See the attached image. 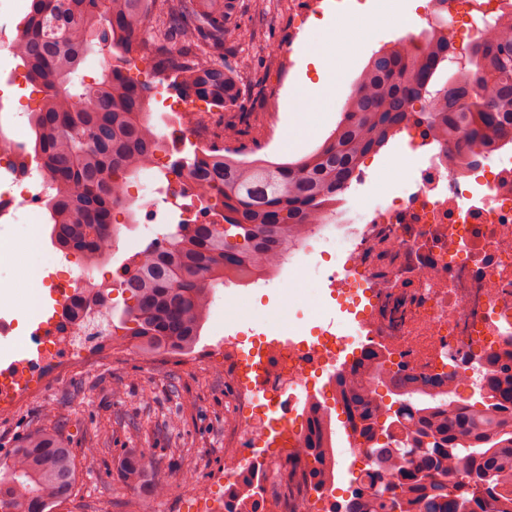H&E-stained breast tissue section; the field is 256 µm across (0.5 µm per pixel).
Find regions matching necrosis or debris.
<instances>
[{"label":"necrosis or debris","mask_w":512,"mask_h":512,"mask_svg":"<svg viewBox=\"0 0 512 512\" xmlns=\"http://www.w3.org/2000/svg\"><path fill=\"white\" fill-rule=\"evenodd\" d=\"M419 27L408 33L412 52H421L433 28L454 33L457 48L482 40L504 15L503 0H423ZM402 157L414 158L407 170L394 173V187L381 206L355 198L363 215L354 223L349 211L309 225L301 244L264 274V281L284 277L301 281L306 258L323 241L340 243L328 256L322 288L328 289L342 323L306 329L296 322L288 340L266 342L242 350L225 339L224 350L246 357L248 374L235 390L237 418L224 441V473L234 477L252 462L253 440L280 445L300 434L308 406L316 398L313 378L336 385L352 347L384 350L375 368L401 361L425 375L449 372L454 399H467L486 376V355L512 348V143L494 140L470 168L451 167L445 142L426 126L410 123ZM52 185L44 170L23 155H0V223L10 224L20 212L43 215ZM177 195L181 222L204 217L206 202L195 182L180 174L159 198L140 210L142 223L161 218V202ZM83 276L56 273L59 308L54 320L29 333L38 357L77 359L80 335L100 336L101 325H67L66 313L82 296ZM266 480H280L271 503L278 512H296L310 496L304 458L264 462Z\"/></svg>","instance_id":"obj_1"}]
</instances>
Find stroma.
Instances as JSON below:
<instances>
[{"label":"stroma","instance_id":"35a3bbf8","mask_svg":"<svg viewBox=\"0 0 512 512\" xmlns=\"http://www.w3.org/2000/svg\"><path fill=\"white\" fill-rule=\"evenodd\" d=\"M421 0H395L394 19L370 24L374 0H363L354 18L337 16L336 0H324L323 33L331 44L329 69L320 70L308 56L312 32L299 28L307 0H244L237 18L240 36L225 43L229 68H245L237 106L218 108L194 101L202 113L200 132L209 147H231L248 158L288 161L320 146L335 129L352 86L372 54L405 37L418 23ZM291 48L293 66L281 68L278 53ZM305 83L325 94L320 112H296L289 102L292 86ZM238 134L227 139L225 128ZM397 142L371 156L369 175L358 191L373 206L385 199L387 166L398 163ZM36 230L41 247L58 270L69 262L51 242V226L21 214L11 224L0 223V238L25 239ZM166 222L139 225L132 239H120L110 259L94 269L95 282L119 274L128 259L157 234ZM321 268L309 263L296 302L288 300L284 282L230 283L217 286L196 345L193 363L161 355L138 353L133 340L107 343L90 358L36 373L30 391L0 413V459L30 434L53 431L69 448L76 464L70 496L54 512H223L224 432L235 414L234 382L212 356L225 337L250 346L274 321L281 327L304 318L308 326L328 322L329 299L317 283ZM237 298L235 309L225 295ZM148 462L139 486L122 478L127 457ZM164 485L163 495L151 494Z\"/></svg>","mask_w":512,"mask_h":512}]
</instances>
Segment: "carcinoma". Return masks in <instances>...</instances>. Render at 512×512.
<instances>
[{
    "label": "carcinoma",
    "mask_w": 512,
    "mask_h": 512,
    "mask_svg": "<svg viewBox=\"0 0 512 512\" xmlns=\"http://www.w3.org/2000/svg\"><path fill=\"white\" fill-rule=\"evenodd\" d=\"M241 0H31L16 26L17 58L30 84L43 92L30 113V158L49 174L54 192L46 208L51 236L64 250L105 261L112 252V213L125 205L122 186L130 176L152 170L163 148L153 132L151 91L109 62L99 78L82 75L97 48H117L119 58L154 56L170 87L184 98L216 107L239 99L242 74L221 62L224 43L238 37ZM153 33L144 38L145 28ZM499 34L459 53L441 35L421 58L405 40L370 57L353 84L341 118L311 153L288 162L239 159L235 153L195 150L170 171H187L218 220L174 224L144 244L122 271L129 292L119 325L145 352L189 351L199 341L216 286L255 272L288 251L290 236L336 206L362 159L388 146L415 120L440 126L457 160L475 164L492 138L512 141V22ZM87 296L68 317L84 319L100 305L103 291ZM372 355L353 359L336 386L347 422L370 443L382 472H364L335 512H389L379 488L390 486L401 512H512V363L490 370L485 398L435 403L414 401L407 383L437 388L448 375L419 376L391 371L400 396L399 418L408 433L400 448L381 436L378 417L390 406L368 388ZM313 413L291 453H304L317 491L331 480ZM144 459L123 469L138 485ZM75 479L72 451L54 433L29 436L0 462V512H52L70 496ZM261 483L255 473L224 499V512H258Z\"/></svg>",
    "instance_id": "cac0c4a2"
}]
</instances>
